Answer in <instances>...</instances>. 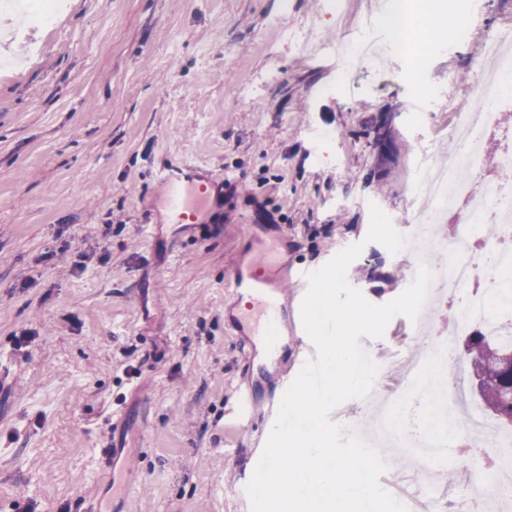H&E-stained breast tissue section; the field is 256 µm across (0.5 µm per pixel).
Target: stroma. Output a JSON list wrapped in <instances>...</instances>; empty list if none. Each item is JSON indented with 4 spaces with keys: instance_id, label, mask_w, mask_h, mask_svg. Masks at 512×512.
I'll list each match as a JSON object with an SVG mask.
<instances>
[{
    "instance_id": "1",
    "label": "stroma",
    "mask_w": 512,
    "mask_h": 512,
    "mask_svg": "<svg viewBox=\"0 0 512 512\" xmlns=\"http://www.w3.org/2000/svg\"><path fill=\"white\" fill-rule=\"evenodd\" d=\"M319 2L64 0L42 25L0 19V512H75L113 412L140 388L134 512H251L236 490L271 429L261 414L230 424L249 362L224 325V277L254 252L245 218L287 232L292 268L363 243L346 277L372 304L412 282L416 262L366 242L369 206L413 233V168L451 153L450 115L512 0H479L461 39L422 60L387 50V77L365 67L324 97L338 59L296 54L277 27L313 19L333 44L358 34L370 0H347L341 22ZM177 159L234 179L193 233L163 222L159 176ZM411 344L402 315L370 340L386 385H400L393 357Z\"/></svg>"
}]
</instances>
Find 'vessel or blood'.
Segmentation results:
<instances>
[{
	"instance_id": "vessel-or-blood-1",
	"label": "vessel or blood",
	"mask_w": 512,
	"mask_h": 512,
	"mask_svg": "<svg viewBox=\"0 0 512 512\" xmlns=\"http://www.w3.org/2000/svg\"><path fill=\"white\" fill-rule=\"evenodd\" d=\"M166 190L165 208L183 231L197 228L200 217L211 204L212 187L223 184V177L202 169L200 166L178 160L168 165L160 175ZM281 262V239L271 238L261 258L247 263L237 261L225 281L226 302L233 315L225 326L246 347L250 360L257 367L279 362L284 348L283 341L275 337L278 329L287 327V304L277 284L265 276L267 267ZM280 401L275 397L258 399L252 386L240 389L236 412L243 422H251L257 407H264L268 417H275ZM129 415L119 410L112 415V446L108 448L100 467L97 480L112 493L110 500L119 503L120 512H130L129 504L134 496V486L124 478L125 460L128 455L125 432ZM104 496L92 495L80 500L79 512H109Z\"/></svg>"
}]
</instances>
